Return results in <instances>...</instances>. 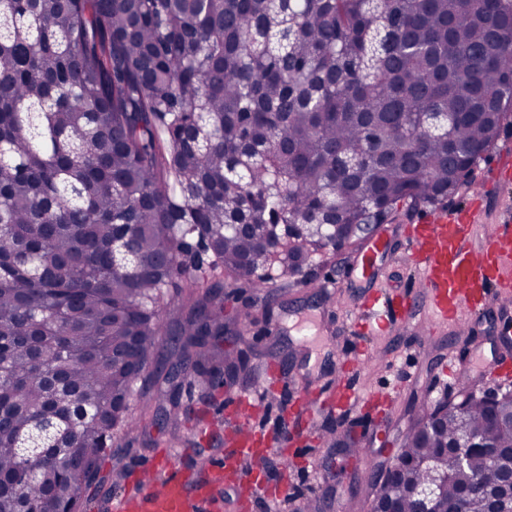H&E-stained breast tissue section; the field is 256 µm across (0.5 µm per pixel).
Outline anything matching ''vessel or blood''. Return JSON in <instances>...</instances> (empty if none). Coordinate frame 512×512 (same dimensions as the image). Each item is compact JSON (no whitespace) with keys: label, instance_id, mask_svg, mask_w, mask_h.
Segmentation results:
<instances>
[{"label":"vessel or blood","instance_id":"1","mask_svg":"<svg viewBox=\"0 0 512 512\" xmlns=\"http://www.w3.org/2000/svg\"><path fill=\"white\" fill-rule=\"evenodd\" d=\"M481 203L463 210L441 213L422 224L410 226L407 234L409 261L416 273L415 286L405 297L372 291L361 300V314L354 330L372 335L425 308L426 327L437 332L445 325L459 326L463 311H475L488 298H512V224H495L490 233L479 235ZM369 355L361 342L352 343L341 356L347 369L323 399L328 407L351 410L364 402L360 373ZM262 403L260 396L237 399L236 432L225 442L221 455L208 458L207 473H223L225 479L244 484L251 503L270 500L268 473L264 462L276 442L291 443L304 433L315 413L313 400L299 399L292 424L256 430L252 417ZM140 472L149 483L138 492L112 498V512H223L224 500L204 484L193 481L181 470L164 463L146 462Z\"/></svg>","mask_w":512,"mask_h":512}]
</instances>
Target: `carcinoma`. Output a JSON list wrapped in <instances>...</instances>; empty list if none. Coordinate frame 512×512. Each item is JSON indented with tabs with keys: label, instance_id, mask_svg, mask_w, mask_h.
Instances as JSON below:
<instances>
[{
	"label": "carcinoma",
	"instance_id": "1",
	"mask_svg": "<svg viewBox=\"0 0 512 512\" xmlns=\"http://www.w3.org/2000/svg\"><path fill=\"white\" fill-rule=\"evenodd\" d=\"M508 112L512 0H0V512H87L133 400L176 428L182 390L250 375L224 289L448 203ZM459 385L371 512L413 510L458 406L484 448L445 495L488 512L512 391Z\"/></svg>",
	"mask_w": 512,
	"mask_h": 512
}]
</instances>
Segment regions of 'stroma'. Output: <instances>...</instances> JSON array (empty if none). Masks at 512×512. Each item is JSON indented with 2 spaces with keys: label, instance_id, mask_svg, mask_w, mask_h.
<instances>
[{
  "label": "stroma",
  "instance_id": "1",
  "mask_svg": "<svg viewBox=\"0 0 512 512\" xmlns=\"http://www.w3.org/2000/svg\"><path fill=\"white\" fill-rule=\"evenodd\" d=\"M512 140V118L504 122L497 142L475 167L460 194L448 205L449 210L463 207L474 190L484 192L482 217L484 225L495 224L512 215V183L490 186L489 180L499 167L512 168V159H505L502 150ZM432 214L431 209L401 211L379 235L388 247L380 256V284L385 292L406 290L414 280L408 263V250L401 236L407 227L421 223ZM362 250L352 246L339 257L322 258L305 267L302 274L289 279L283 287L280 266L266 268L268 286L262 292L246 288L229 297L228 303L241 314L248 326L246 338L249 357L256 367L252 380L238 381L229 391H221L220 400L227 401L251 394L265 385V363L277 357L285 365V390H271L257 409L254 422L263 427L280 417H290L296 396L335 384L340 371L337 357L353 339L352 321L360 296L366 286L352 276V268L360 261ZM512 319V308L502 309L489 304L483 313L471 316L468 330H447L420 339V323L410 319L393 325L389 332L364 337L371 360L365 364L361 377L363 391L389 397L387 432L383 439L359 434L358 446L352 455L337 454L335 445L343 441L345 431H357L359 419L375 415L373 407L365 406L352 414L339 416L319 412L309 433L304 434L302 453L290 466L280 463L279 448H272L274 461L271 476L287 473L275 500L260 503L256 512H296L308 502H317L320 512H362L371 483L381 468L398 453L414 409L423 402L430 404L458 394L457 379L438 384L437 376L458 349H466L463 361L465 374L477 393L497 390L498 381L489 374L488 364L499 347L497 331L504 319ZM204 387H197L193 400L184 401L186 416L179 440H169L161 426H153L149 434L129 440L117 435L118 444H130V451L119 452L117 460L125 476L117 488H99L90 512H112L114 490L132 491L133 474L140 460L169 456L172 466L190 471L200 458L216 454L225 432L234 422L228 411L216 410L205 399Z\"/></svg>",
  "mask_w": 512,
  "mask_h": 512
}]
</instances>
